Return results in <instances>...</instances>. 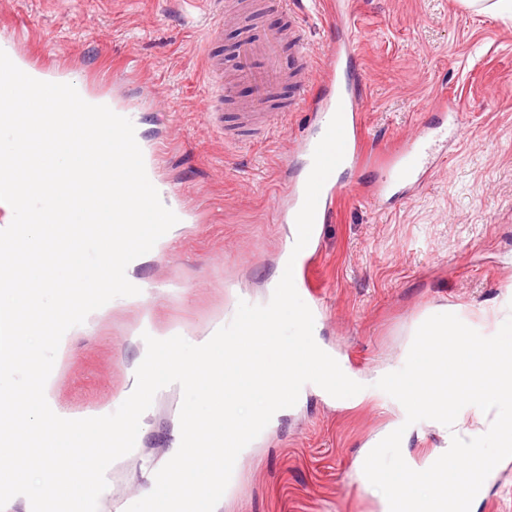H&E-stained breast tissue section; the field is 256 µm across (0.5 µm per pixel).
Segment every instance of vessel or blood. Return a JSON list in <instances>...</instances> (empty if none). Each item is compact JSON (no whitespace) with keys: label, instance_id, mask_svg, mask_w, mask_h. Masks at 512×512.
<instances>
[{"label":"vessel or blood","instance_id":"vessel-or-blood-1","mask_svg":"<svg viewBox=\"0 0 512 512\" xmlns=\"http://www.w3.org/2000/svg\"><path fill=\"white\" fill-rule=\"evenodd\" d=\"M267 7L268 0H252L249 8L239 9L243 33L233 50L231 62H224L223 58L213 54L207 57L210 74L230 77L229 84L219 85L218 95H225L233 84H244L251 90L250 100L243 103L235 114V130H225V141L234 144L241 142L245 134L268 131L284 113L295 111L302 92L309 87L311 80L316 79L324 89L323 97L316 104L321 122L329 123L335 111H342L344 157L357 163L366 162L370 153L363 125V98L356 83L347 84L341 92L336 89L344 62L355 58L358 53L360 32L350 29L346 37L332 45L321 66L317 67L306 49L297 21L298 14L293 10L291 0H282L281 3L282 12L288 17L286 25L268 27L261 34H254L252 15L266 11ZM286 49L296 58V64L290 70L284 69L281 63L282 52ZM431 109L437 114L433 125L418 128L413 134L400 138L382 156L386 172L369 192L371 201L377 206L383 207L391 200L405 198L412 186L432 174L449 141L461 138L463 117L457 103L443 93L435 97ZM352 191V186L339 183L336 178H328L317 205V223H324ZM304 195V183L290 182L285 195L287 205L281 210L284 223H294ZM314 261V256H307L293 274L297 292L308 300L312 313L317 315L322 311L321 292L308 274ZM136 500V495H116L107 489L99 496L97 508L99 512H126Z\"/></svg>","mask_w":512,"mask_h":512}]
</instances>
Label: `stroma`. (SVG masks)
I'll return each mask as SVG.
<instances>
[{
    "label": "stroma",
    "mask_w": 512,
    "mask_h": 512,
    "mask_svg": "<svg viewBox=\"0 0 512 512\" xmlns=\"http://www.w3.org/2000/svg\"><path fill=\"white\" fill-rule=\"evenodd\" d=\"M315 59L343 27L330 4L297 0ZM363 41L353 70L364 77V125L374 147L432 122L426 105L443 92L459 103L465 130L442 165L389 209L351 195L322 224L310 267L327 299L317 334L368 384L356 405L338 407L306 387L243 450L238 478L215 512H383L381 498L352 477L364 445L403 406L374 387L384 363L402 367L413 324L453 306L495 314L512 302V19L477 13L462 0H354ZM204 0H0V41L50 82L66 80L111 110L141 116L137 136L161 145L159 180L176 186L188 216L175 238L133 272L153 290L116 300L71 336L59 360L66 381L53 392L73 411L106 412L133 375L150 317L157 335L185 331L189 343L210 318L240 299L266 304L288 230L276 202L284 177L300 172L296 137L307 112L289 113L269 134L226 143L205 106L214 83L206 51L229 55L239 24L213 29ZM165 402L140 426L135 452L116 460L113 489L146 491L147 462L167 463L178 429ZM475 512H512V459L504 461Z\"/></svg>",
    "instance_id": "obj_1"
}]
</instances>
